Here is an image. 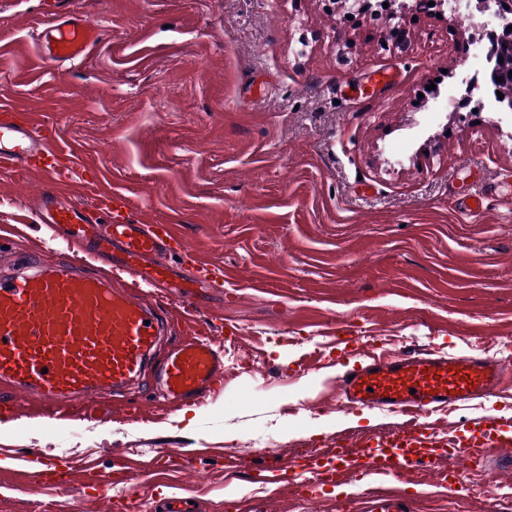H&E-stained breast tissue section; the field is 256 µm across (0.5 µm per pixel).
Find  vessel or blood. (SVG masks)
Masks as SVG:
<instances>
[{"mask_svg":"<svg viewBox=\"0 0 512 512\" xmlns=\"http://www.w3.org/2000/svg\"><path fill=\"white\" fill-rule=\"evenodd\" d=\"M101 37L95 23L56 17L38 34L41 55L58 62L81 59ZM58 141L46 124L0 105V175L40 173L44 186L36 217L43 224L66 225L70 233L69 249L57 259L22 253L0 272V384L11 390L0 397V410H13L19 399L33 397L66 421L74 402L138 385L169 322L187 319L201 291L222 279L224 268L203 262L195 275L173 282L169 258L179 241L174 225L136 222L129 197L121 191H96L88 203L65 199L69 183L88 181L91 167L60 149ZM88 243L131 277V288L113 287L107 275H90L78 267ZM155 285L171 288L169 300L143 299L142 287ZM509 373L512 366L505 362L466 353L408 351L387 359L364 354L337 375L336 391L354 407L417 418L497 397ZM223 377L220 344L190 327L157 368L155 397L196 403ZM511 446V432L489 425L449 440L439 438L434 428L406 425L362 443L336 440L320 458L266 462L259 475L266 484L288 481L305 491L359 472L370 489L337 502L336 512H414L412 497L391 488L392 480L421 470L454 492L462 476L447 472L441 462L455 449H467L471 462L494 474L512 469V456L504 453ZM22 461L14 482L32 480L46 488L68 486L82 467L80 461L62 465L34 451Z\"/></svg>","mask_w":512,"mask_h":512,"instance_id":"1","label":"vessel or blood"}]
</instances>
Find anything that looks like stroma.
I'll return each mask as SVG.
<instances>
[{"label": "stroma", "mask_w": 512, "mask_h": 512, "mask_svg": "<svg viewBox=\"0 0 512 512\" xmlns=\"http://www.w3.org/2000/svg\"><path fill=\"white\" fill-rule=\"evenodd\" d=\"M348 16L342 0H0V103L57 127L102 187L128 190L132 215L174 222L195 260L222 264L192 315L223 341L224 384L200 404L155 400L154 381L126 398L76 402L57 421L23 400L0 448L75 457L91 487L10 489L0 512H123L96 481L155 512L171 495L192 512H334L335 485L297 498L265 485V448L298 457L336 436H388L402 416L358 409L335 377L360 349L405 346L494 354L512 362V126L483 108V90L454 85L468 70L472 25L449 31L436 10L408 22L411 47L381 49L384 0ZM99 23L104 36L76 61L41 59L43 10ZM449 99L436 113V92ZM42 178H0V227L23 226L45 255L61 246L40 224ZM485 196L476 213L463 205ZM348 324L359 340L336 339ZM489 419L512 430V398L473 400L430 415L443 434ZM172 449L164 468L156 451ZM252 465L228 476L220 455ZM488 473L419 512H490Z\"/></svg>", "instance_id": "1"}]
</instances>
